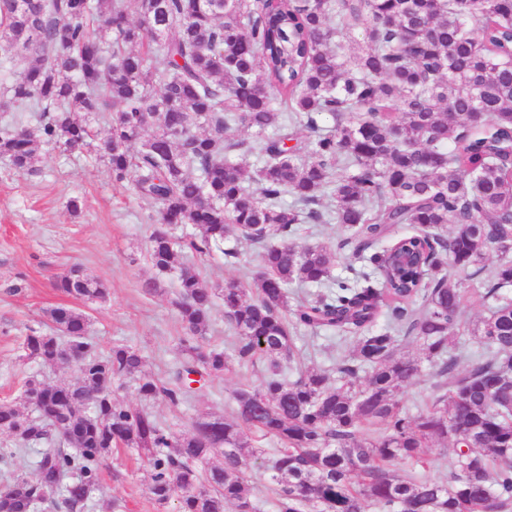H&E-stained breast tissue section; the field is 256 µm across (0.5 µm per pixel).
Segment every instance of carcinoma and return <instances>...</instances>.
I'll return each instance as SVG.
<instances>
[{
  "label": "carcinoma",
  "instance_id": "1",
  "mask_svg": "<svg viewBox=\"0 0 512 512\" xmlns=\"http://www.w3.org/2000/svg\"><path fill=\"white\" fill-rule=\"evenodd\" d=\"M353 32L363 46L349 55ZM0 51L37 57L5 82L4 111L39 113L33 129L0 132V159L35 174L46 144L91 151L155 202L149 258L177 275L183 355L168 378L145 373L131 346L101 352L84 313L50 309L54 332L29 331L19 358L51 365L73 342L79 381L30 379L19 401L0 402V433L35 453L33 474H0V512H84L121 448L146 459L161 507L259 512L240 469L252 431L279 445L276 512H512V260L482 266L490 249L512 251V0H0ZM96 119L109 125L102 138ZM231 125L271 132L255 168L252 148L224 136ZM295 127L310 133L300 147L288 146ZM331 220L348 233L339 248L365 262L356 279L333 277L327 248L294 243L301 225ZM181 224L198 234L175 242ZM400 225L414 233L386 243ZM233 240L260 248L245 287L210 288L183 262L186 248L236 258ZM453 273L493 302L472 329L483 354L463 373ZM294 284L316 291L290 310ZM54 288L107 294L80 266ZM218 298L230 354L207 340ZM301 327L357 334L351 358L283 375ZM402 337L422 341L442 377L413 417L396 395L420 362L398 354ZM258 360L270 376L234 392L233 419H199L180 436L112 395L131 378L141 398L177 405L193 376ZM435 440L456 456L446 484L423 475Z\"/></svg>",
  "mask_w": 512,
  "mask_h": 512
}]
</instances>
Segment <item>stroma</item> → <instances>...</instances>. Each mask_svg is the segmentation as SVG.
<instances>
[{
  "instance_id": "35a3bbf8",
  "label": "stroma",
  "mask_w": 512,
  "mask_h": 512,
  "mask_svg": "<svg viewBox=\"0 0 512 512\" xmlns=\"http://www.w3.org/2000/svg\"><path fill=\"white\" fill-rule=\"evenodd\" d=\"M39 174L17 170L0 161V400L15 399L24 380L71 383L74 367L44 366L19 360V342L28 329L49 331L47 308L64 303L54 287L58 276L82 266L108 290L105 300L75 306L88 315L90 334L101 350L116 344L139 349L145 371L168 376L181 363L177 345L180 322L171 300L175 274L159 273L148 255V237L157 218L156 205L132 189L116 183L108 168L89 153H71L45 146ZM79 210H71V199ZM240 261L230 263L221 253L187 260L211 285L247 282L258 264L257 247L239 243ZM156 282L157 293H145L146 282ZM324 332L305 331L296 342L295 355L284 361L285 371L327 370L337 355L329 353ZM401 355L421 359V375L398 393L410 414L429 401L437 380L436 369L423 362L418 340H404ZM268 376L266 362L234 367L193 393L180 405L143 401L133 382L116 388L115 396L136 408H146L167 430L191 432L195 420L232 414L233 393L244 383L258 386ZM255 453L243 470L256 486L262 512H272L268 478L274 441L256 438ZM150 467L136 450L125 449L108 458L101 471V492L95 493L87 512H178L177 502L158 509L148 491Z\"/></svg>"
}]
</instances>
